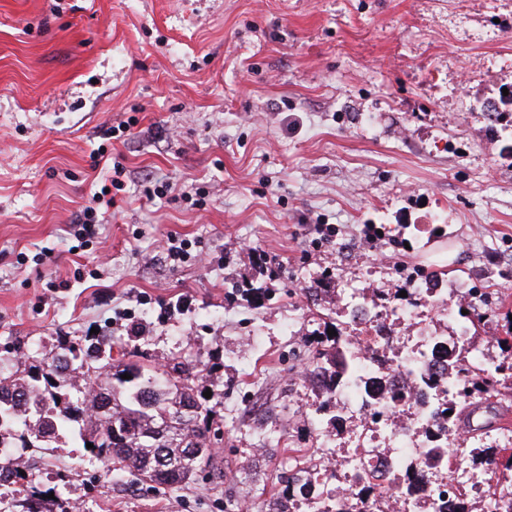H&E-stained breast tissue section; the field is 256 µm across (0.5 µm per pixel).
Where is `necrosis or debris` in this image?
<instances>
[{"mask_svg":"<svg viewBox=\"0 0 512 512\" xmlns=\"http://www.w3.org/2000/svg\"><path fill=\"white\" fill-rule=\"evenodd\" d=\"M340 303L365 338L355 368L335 395L363 426L353 447L336 456L331 468L335 490L318 493L307 481H298L288 496V512H460L455 487H468L478 496L486 477L463 455L452 468L428 462L437 414L457 395L443 365L447 337L394 336L392 321L414 312L413 305L397 298H387L380 308L351 289ZM380 372L390 392L373 385Z\"/></svg>","mask_w":512,"mask_h":512,"instance_id":"1","label":"necrosis or debris"}]
</instances>
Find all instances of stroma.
Returning a JSON list of instances; mask_svg holds the SVG:
<instances>
[{
	"mask_svg": "<svg viewBox=\"0 0 512 512\" xmlns=\"http://www.w3.org/2000/svg\"><path fill=\"white\" fill-rule=\"evenodd\" d=\"M512 0H0V369L89 330L159 370L192 357L223 437L175 492L69 439L22 448L81 512H275L359 422L316 416L310 337L359 342L337 301L467 277L468 343L512 317ZM136 124L121 136L112 126ZM125 171L94 237L68 229ZM173 190L157 197L156 183ZM329 225L320 234L316 225ZM382 235L367 241L364 227ZM190 242L170 264L168 236ZM275 255L265 270L248 252ZM512 419V389L463 419Z\"/></svg>",
	"mask_w": 512,
	"mask_h": 512,
	"instance_id": "stroma-1",
	"label": "stroma"
}]
</instances>
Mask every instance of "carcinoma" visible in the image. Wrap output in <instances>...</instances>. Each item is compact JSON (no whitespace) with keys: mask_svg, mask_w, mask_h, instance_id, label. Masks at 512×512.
Returning a JSON list of instances; mask_svg holds the SVG:
<instances>
[{"mask_svg":"<svg viewBox=\"0 0 512 512\" xmlns=\"http://www.w3.org/2000/svg\"><path fill=\"white\" fill-rule=\"evenodd\" d=\"M312 365L325 389L333 391L336 379L355 365L348 340L339 333L316 341ZM447 370L458 381L457 399L448 403L452 432L464 409L494 396L512 377V352L485 371L456 350ZM67 434L93 444L87 449L91 457L131 468L142 482L177 490L214 470L212 444L221 428L184 362H175L163 376L134 354L112 360V342L97 337L84 346L65 343L49 361L0 372L1 448L12 447L14 437L50 444ZM481 463L495 475L512 469V453L486 448ZM21 470H27L22 462L0 466V480H28Z\"/></svg>","mask_w":512,"mask_h":512,"instance_id":"1","label":"carcinoma"}]
</instances>
